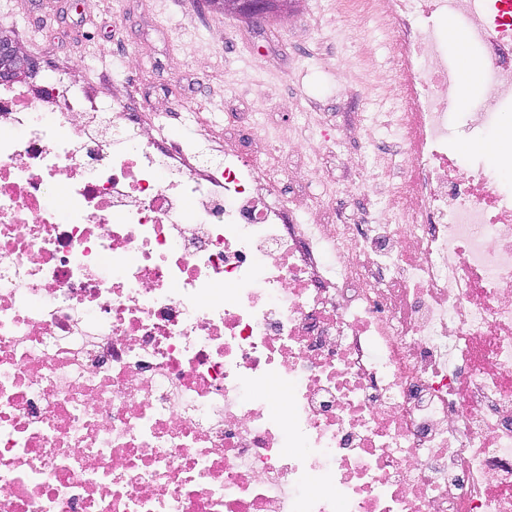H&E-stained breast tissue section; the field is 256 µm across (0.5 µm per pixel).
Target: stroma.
I'll return each instance as SVG.
<instances>
[{"mask_svg":"<svg viewBox=\"0 0 512 512\" xmlns=\"http://www.w3.org/2000/svg\"><path fill=\"white\" fill-rule=\"evenodd\" d=\"M19 25L25 49L58 65H74V79L94 97L135 94L143 106L178 110L209 104L204 122L223 124L225 113L249 107L272 127L289 112H323L328 136L343 138L357 112L376 111V100L351 67L352 50L331 0H294L290 15L249 23L225 15L208 0H0V16ZM313 16L324 41L292 25ZM486 96L472 89L467 108L449 118V144L464 165H496L490 135H475L466 118Z\"/></svg>","mask_w":512,"mask_h":512,"instance_id":"obj_1","label":"stroma"}]
</instances>
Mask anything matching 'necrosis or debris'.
Returning a JSON list of instances; mask_svg holds the SVG:
<instances>
[{"label":"necrosis or debris","mask_w":512,"mask_h":512,"mask_svg":"<svg viewBox=\"0 0 512 512\" xmlns=\"http://www.w3.org/2000/svg\"><path fill=\"white\" fill-rule=\"evenodd\" d=\"M386 113L344 209L232 113L145 129L66 73L0 83V512H512V127L462 166L450 17L512 103V0H333Z\"/></svg>","instance_id":"4bbe7bcc"}]
</instances>
